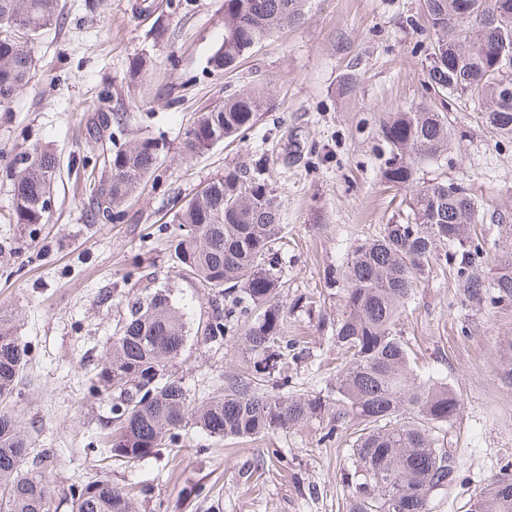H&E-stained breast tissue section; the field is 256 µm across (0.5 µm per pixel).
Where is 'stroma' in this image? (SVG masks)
<instances>
[{
  "label": "stroma",
  "mask_w": 512,
  "mask_h": 512,
  "mask_svg": "<svg viewBox=\"0 0 512 512\" xmlns=\"http://www.w3.org/2000/svg\"><path fill=\"white\" fill-rule=\"evenodd\" d=\"M61 0L62 22L32 40L29 84L0 111V314L29 348L21 393L11 404L34 447L55 449L51 512H71V483L109 479L148 488L136 512H345L342 475L349 438L318 424L230 444L189 427L175 462L126 468L103 461L100 434L110 401L89 393L102 345L141 289L171 286L191 325L211 296L180 276L167 249L180 204L224 170L260 163L282 202L280 299L302 352L288 388L336 380L331 336L344 305L327 274L348 251L406 213L410 189L384 181L379 125L389 113L428 103L422 0H305L301 24L276 33L228 72L209 59L224 38V0ZM147 60L149 68L131 66ZM262 90L266 105L242 140L192 157L179 141L197 112ZM127 112L159 138L157 171L122 219L92 218L87 198L98 152L87 121L99 109ZM452 148L420 176L467 184L478 201L477 232L491 251L512 245V143L474 105L449 100ZM39 146L59 158L48 223L14 224L10 160ZM458 282L430 276L399 328L418 380L445 381L462 409L444 443L460 463L457 486L434 493L430 512H467L469 500L512 465V385L501 356L512 340V305L462 309ZM232 325L223 349L189 336L175 367L197 397L240 366Z\"/></svg>",
  "instance_id": "1"
}]
</instances>
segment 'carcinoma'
<instances>
[{
	"mask_svg": "<svg viewBox=\"0 0 512 512\" xmlns=\"http://www.w3.org/2000/svg\"><path fill=\"white\" fill-rule=\"evenodd\" d=\"M468 15L460 0H423L432 36L426 46L427 88L437 102L382 120L388 150L382 177L412 188L406 220L386 224L352 247L327 283L343 287L344 309L332 336L344 356L336 383L327 392H288V378L276 380L295 350L288 340V311L280 302L281 270L274 260L281 240V204L259 166H236L210 181L204 191L172 216L178 233L172 255L184 276L213 304L200 328L210 344L222 347L227 323L240 322L237 353L244 371L224 375L214 392L198 400L173 372L188 341L186 314L172 289H146L120 300L124 307L105 342L104 363L92 391L112 401L106 458L132 467L172 452L188 425L210 437L248 439L318 423L325 436L356 427L350 448L352 469L346 512H429L433 493L459 479L454 451L439 430L460 413V400L445 382H418L410 346L397 330L401 314L432 270L448 272L463 288L464 306L490 311L512 303V247L506 258L488 261L486 243L474 231L478 203L471 190L445 181H420V164L447 156L451 123L447 98L477 107L492 129L512 139V108L502 109L501 86L512 81V62L488 55L494 44L512 47V13L494 15L499 0H472ZM304 0H224V39L210 57L217 71L232 70L254 46L303 18ZM59 0H0V107H8L29 82L33 59L25 46L57 23ZM263 100L247 91L198 113L185 130L181 152L193 156L253 126ZM125 112H97L89 138L103 143L112 128L128 127ZM163 149L144 133L104 157L94 182L97 216L120 219L123 206L138 195ZM26 163L12 184L15 223L44 224L42 198L51 191L57 157L48 148L24 153ZM28 350L14 321L0 315V512H51L46 461L53 449L33 451L8 410L19 394ZM145 489L109 479L70 485L72 512H135ZM468 512H512V473L503 469L475 496Z\"/></svg>",
	"mask_w": 512,
	"mask_h": 512,
	"instance_id": "1",
	"label": "carcinoma"
}]
</instances>
